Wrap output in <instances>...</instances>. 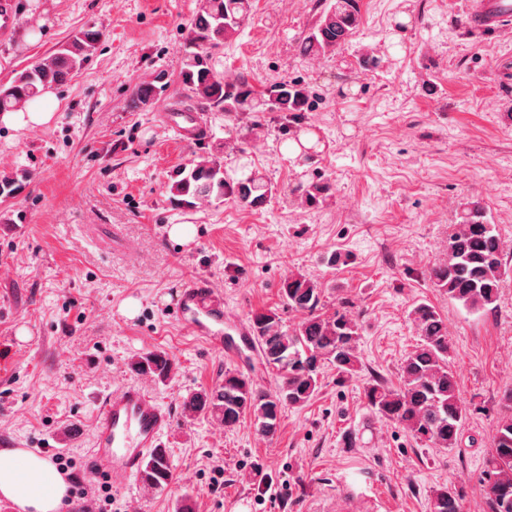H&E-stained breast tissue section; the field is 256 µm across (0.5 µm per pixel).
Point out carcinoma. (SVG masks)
Wrapping results in <instances>:
<instances>
[{"mask_svg": "<svg viewBox=\"0 0 512 512\" xmlns=\"http://www.w3.org/2000/svg\"><path fill=\"white\" fill-rule=\"evenodd\" d=\"M250 8V0H199L186 40L182 83L202 110L217 108L233 120L244 112H285L297 121L307 102L306 88L280 82L259 91L246 76L228 81L210 64V50L240 30ZM359 22V0H335L322 10L317 25L304 37V51L320 54L336 50L353 38ZM99 40L97 31L75 32L56 52L0 87V112L14 110L35 99L41 89L63 82L82 67ZM159 91L161 88L150 82L142 85L133 99L134 106L148 105ZM168 188L174 200L188 206L229 196L257 209L272 195V186L262 179L252 175L233 179L224 173L221 162L209 158L177 171ZM501 255L496 225L489 223L480 204L468 202L449 236L446 258L431 268L429 279L448 300L468 311L487 312L494 309L507 273ZM280 296L288 308L306 313L298 327L288 328L275 309L257 311L251 319L263 363L279 378L276 389L260 391L247 377L227 372L223 383L184 400L183 411L188 417H207L231 429L248 413L259 434L272 438L279 431L284 407L303 406L316 395L321 365L334 366L341 379L360 369V327L351 314L349 299L341 298L333 310H324L322 283L301 274L283 280ZM411 316L421 344L401 362L398 385L377 378L365 389V397L372 409L402 426L415 441L432 448H456L466 408L449 367L450 344L444 320L429 303L416 305ZM132 367L161 382L172 373L170 359L156 352L140 356ZM502 401L511 412L498 419L479 479L485 512H512V389L504 392ZM170 480L166 452L161 448L148 461L141 481L150 489H161ZM465 496L461 487L442 486L434 491L429 512H462Z\"/></svg>", "mask_w": 512, "mask_h": 512, "instance_id": "cac0c4a2", "label": "carcinoma"}]
</instances>
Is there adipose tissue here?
<instances>
[{"label": "adipose tissue", "instance_id": "adipose-tissue-1", "mask_svg": "<svg viewBox=\"0 0 512 512\" xmlns=\"http://www.w3.org/2000/svg\"><path fill=\"white\" fill-rule=\"evenodd\" d=\"M67 484L53 466L36 452L0 449V498L18 512H60Z\"/></svg>", "mask_w": 512, "mask_h": 512}]
</instances>
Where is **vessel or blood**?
<instances>
[{"mask_svg":"<svg viewBox=\"0 0 512 512\" xmlns=\"http://www.w3.org/2000/svg\"><path fill=\"white\" fill-rule=\"evenodd\" d=\"M468 19L476 30L502 28L512 20V0H472ZM174 313L191 336L228 357H237L241 345L252 340L250 330L242 325L226 335L224 301L205 283L182 289ZM172 425V413L139 382H126L106 394L95 414L88 456L91 474L116 484H135Z\"/></svg>","mask_w":512,"mask_h":512,"instance_id":"obj_1","label":"vessel or blood"}]
</instances>
